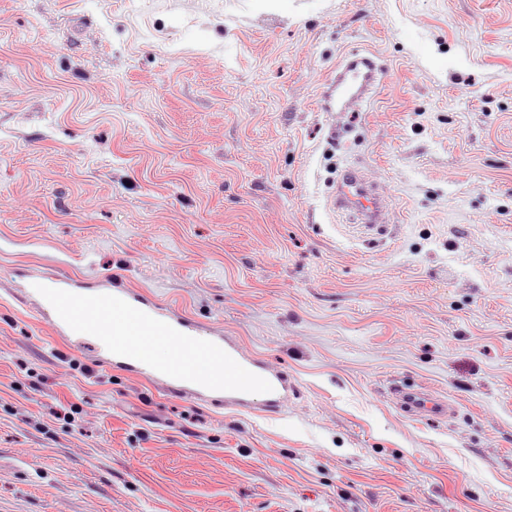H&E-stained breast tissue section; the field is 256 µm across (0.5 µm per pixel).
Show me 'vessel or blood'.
<instances>
[{
    "mask_svg": "<svg viewBox=\"0 0 512 512\" xmlns=\"http://www.w3.org/2000/svg\"><path fill=\"white\" fill-rule=\"evenodd\" d=\"M382 68L374 54L366 53L347 61L336 75L337 97L363 95L375 84ZM385 204L375 185L359 169L342 171L332 205L352 213L358 223L377 227ZM56 327L94 336L104 347L116 353L132 354L135 361L147 362L152 353L166 349L171 357L164 365L168 376L193 381L197 387L207 385L212 376L222 374L226 397L245 402L257 387H265L273 404L287 398L288 381L271 367L251 361L237 344L230 341L204 343L182 329L172 335L159 320L148 318L141 306L123 294L100 292L77 294L68 289L57 291L53 298ZM402 405L411 416L447 417L453 405L429 396L418 389L395 387Z\"/></svg>",
    "mask_w": 512,
    "mask_h": 512,
    "instance_id": "obj_1",
    "label": "vessel or blood"
}]
</instances>
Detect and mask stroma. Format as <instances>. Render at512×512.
I'll use <instances>...</instances> for the list:
<instances>
[{"mask_svg":"<svg viewBox=\"0 0 512 512\" xmlns=\"http://www.w3.org/2000/svg\"><path fill=\"white\" fill-rule=\"evenodd\" d=\"M355 52L375 93L324 108ZM37 280L294 393L178 389ZM0 512H512V0H0ZM384 204L374 183L359 169L349 167L342 171L332 200L334 209L352 213L359 224L373 229L379 227V214ZM394 393L400 397L405 412L419 418L447 417L454 412V406L446 400L429 396L418 389L394 385Z\"/></svg>","mask_w":512,"mask_h":512,"instance_id":"obj_1","label":"stroma"}]
</instances>
